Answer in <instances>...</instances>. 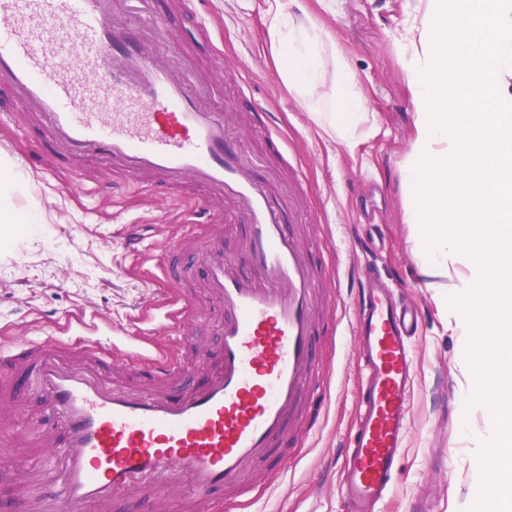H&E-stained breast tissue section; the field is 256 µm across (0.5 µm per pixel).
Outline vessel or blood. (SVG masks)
<instances>
[{
  "label": "vessel or blood",
  "instance_id": "1",
  "mask_svg": "<svg viewBox=\"0 0 512 512\" xmlns=\"http://www.w3.org/2000/svg\"><path fill=\"white\" fill-rule=\"evenodd\" d=\"M0 85L26 107L8 121L35 127L50 152L112 166L154 189L197 185L248 227L244 265L220 238L201 249L188 236L176 244L185 258L169 279L201 277L223 311L220 342L202 358L205 381L171 355L131 346L121 363L141 369V386L111 385L112 357L95 341L76 362L53 342L28 345L23 378L0 391V406L37 387L60 428L42 440L59 447L60 462L0 507L59 512L65 502L109 512L115 492L171 477L182 502L212 512L215 495L243 491L247 473L265 470L290 416L315 392L319 284L287 222L290 203L240 156L224 113L203 102L189 73L115 21L112 0H0ZM197 316L177 296L169 326L187 335ZM419 322L418 309L369 272L354 323L357 415L340 467L351 512H377L399 477ZM158 381L164 390H152Z\"/></svg>",
  "mask_w": 512,
  "mask_h": 512
}]
</instances>
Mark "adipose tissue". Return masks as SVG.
Segmentation results:
<instances>
[{
	"label": "adipose tissue",
	"instance_id": "obj_1",
	"mask_svg": "<svg viewBox=\"0 0 512 512\" xmlns=\"http://www.w3.org/2000/svg\"><path fill=\"white\" fill-rule=\"evenodd\" d=\"M268 2L282 81L300 100L315 104L323 97L325 69H333L336 85L329 126L346 150H354L358 143L357 128L368 110L363 90L350 74L342 54L329 49L323 30L310 20L302 0Z\"/></svg>",
	"mask_w": 512,
	"mask_h": 512
}]
</instances>
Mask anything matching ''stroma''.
I'll list each match as a JSON object with an SVG mask.
<instances>
[{
    "label": "stroma",
    "mask_w": 512,
    "mask_h": 512,
    "mask_svg": "<svg viewBox=\"0 0 512 512\" xmlns=\"http://www.w3.org/2000/svg\"><path fill=\"white\" fill-rule=\"evenodd\" d=\"M312 21L342 50L348 69L368 98V114L354 151L342 149L313 111L281 80L268 31V0H149L145 13L161 17L169 39L153 49L192 71L206 89L205 102L239 128L240 145L256 172L273 176L297 209L293 230L316 236L310 260L317 267L321 315L313 338L317 368L314 398L295 412L281 448L263 478L242 495L225 493L218 512H346L336 486L340 444L356 409L359 374L354 357V297L361 269L376 265L402 284L418 306L422 325L415 342L417 375L410 398V430L400 479L382 512H413L424 498L427 512H468L478 495V459L489 440L487 416L468 405L474 375L464 353L449 297L462 294L467 258L449 254L450 273L429 278L417 256L423 234L406 223L402 170L414 138V110L401 39L417 0H305ZM223 57L215 72V57ZM282 139V153L267 145V132ZM31 130L0 124V153L19 160L14 208L26 221L0 247V344L50 340L61 352L81 342L80 322L96 325L104 352L124 347L125 332H138L148 347L170 352L197 370L198 350L219 341L222 315L200 281L189 294L204 314L190 336L166 328V304L175 294L161 268L169 249L190 232L209 238L223 231L224 245L245 261L246 228L228 224V211L211 200L202 219L188 191L156 196L141 185L113 190L110 173L72 162L60 173L31 145ZM304 192H296L297 182ZM136 248H127L129 240Z\"/></svg>",
    "instance_id": "35a3bbf8"
}]
</instances>
